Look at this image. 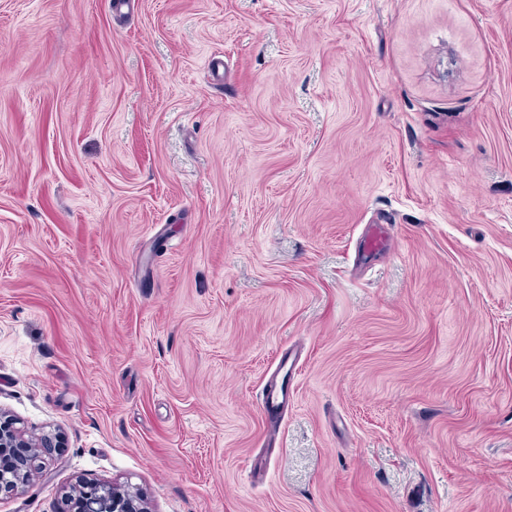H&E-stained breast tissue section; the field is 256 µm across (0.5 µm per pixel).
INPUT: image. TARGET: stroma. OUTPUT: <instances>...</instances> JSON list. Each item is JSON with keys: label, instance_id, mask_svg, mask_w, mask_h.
I'll list each match as a JSON object with an SVG mask.
<instances>
[{"label": "stroma", "instance_id": "35a3bbf8", "mask_svg": "<svg viewBox=\"0 0 512 512\" xmlns=\"http://www.w3.org/2000/svg\"><path fill=\"white\" fill-rule=\"evenodd\" d=\"M113 2L0 0V410L66 439L0 512H512V0ZM58 512H151L147 501L132 486L77 481L61 496Z\"/></svg>", "mask_w": 512, "mask_h": 512}]
</instances>
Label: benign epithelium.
<instances>
[{
	"instance_id": "1",
	"label": "benign epithelium",
	"mask_w": 512,
	"mask_h": 512,
	"mask_svg": "<svg viewBox=\"0 0 512 512\" xmlns=\"http://www.w3.org/2000/svg\"><path fill=\"white\" fill-rule=\"evenodd\" d=\"M65 446L57 429L32 434L12 415L0 411V454L14 456V465L0 469V493H11L28 483L32 471L45 466ZM59 512H151L147 501L132 486L78 481L61 496Z\"/></svg>"
}]
</instances>
